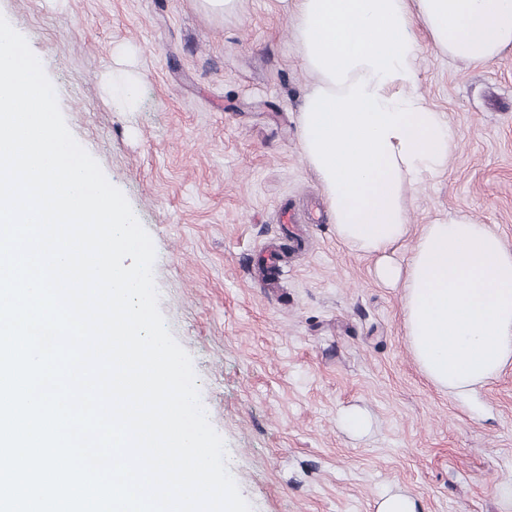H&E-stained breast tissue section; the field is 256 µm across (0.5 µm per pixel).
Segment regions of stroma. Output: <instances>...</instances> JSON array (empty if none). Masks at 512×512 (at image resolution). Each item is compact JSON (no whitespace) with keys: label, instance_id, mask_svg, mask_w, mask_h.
<instances>
[{"label":"stroma","instance_id":"stroma-1","mask_svg":"<svg viewBox=\"0 0 512 512\" xmlns=\"http://www.w3.org/2000/svg\"><path fill=\"white\" fill-rule=\"evenodd\" d=\"M0 15L151 236L159 309L251 512H375L387 490L419 512H512V364L466 397L419 370L401 290L337 238L300 154L312 78L281 0L224 16L202 0H0ZM119 62L139 76L133 112L103 90ZM417 64L457 148L410 193L412 233L466 215L512 250V48L478 67L426 45ZM284 202L308 250L268 288L253 264L287 247ZM353 407L371 421L360 438L339 424Z\"/></svg>","mask_w":512,"mask_h":512}]
</instances>
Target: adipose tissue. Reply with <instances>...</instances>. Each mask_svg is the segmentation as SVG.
Here are the masks:
<instances>
[{
	"mask_svg": "<svg viewBox=\"0 0 512 512\" xmlns=\"http://www.w3.org/2000/svg\"><path fill=\"white\" fill-rule=\"evenodd\" d=\"M290 14L315 77L300 106V153L336 236L401 289L421 372L466 394L512 361V250L459 216L424 225L406 263L392 254L411 235L409 192L443 173L457 147L418 91V34L450 58L489 65L512 47V0H291Z\"/></svg>",
	"mask_w": 512,
	"mask_h": 512,
	"instance_id": "obj_1",
	"label": "adipose tissue"
}]
</instances>
